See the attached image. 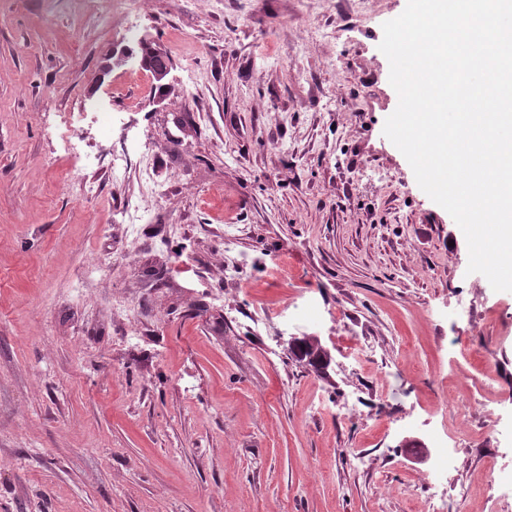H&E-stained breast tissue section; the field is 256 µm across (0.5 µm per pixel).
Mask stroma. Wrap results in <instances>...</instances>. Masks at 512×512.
Returning a JSON list of instances; mask_svg holds the SVG:
<instances>
[{
  "mask_svg": "<svg viewBox=\"0 0 512 512\" xmlns=\"http://www.w3.org/2000/svg\"><path fill=\"white\" fill-rule=\"evenodd\" d=\"M406 5L142 0L161 88L122 17L0 0V512H512V292L383 134Z\"/></svg>",
  "mask_w": 512,
  "mask_h": 512,
  "instance_id": "stroma-1",
  "label": "stroma"
}]
</instances>
